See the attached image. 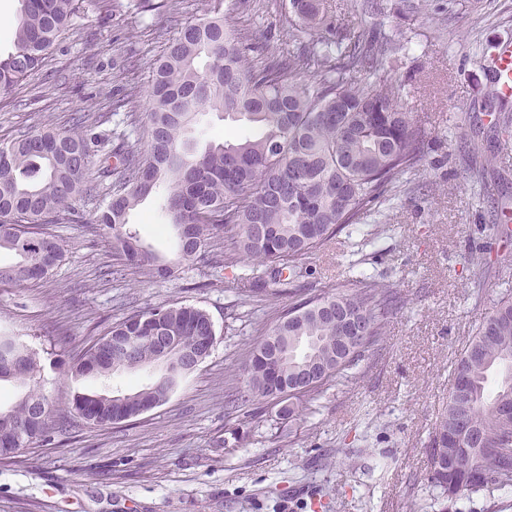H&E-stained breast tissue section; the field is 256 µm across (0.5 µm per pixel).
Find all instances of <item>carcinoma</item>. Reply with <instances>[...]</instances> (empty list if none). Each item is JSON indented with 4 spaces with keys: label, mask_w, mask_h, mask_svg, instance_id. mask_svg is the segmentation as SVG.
<instances>
[{
    "label": "carcinoma",
    "mask_w": 512,
    "mask_h": 512,
    "mask_svg": "<svg viewBox=\"0 0 512 512\" xmlns=\"http://www.w3.org/2000/svg\"><path fill=\"white\" fill-rule=\"evenodd\" d=\"M14 52L0 57V93L20 86L41 68L80 14L79 0H19ZM325 0H288L309 40L288 55H274L237 36L213 17L188 24L156 62L149 91L147 144L137 130L112 139L118 165L91 171L83 131L87 116L62 131L23 133L0 143V250L16 261L0 264V283L46 278L59 265L60 244L42 228L80 221L112 234V253L155 277L172 268L158 263L129 227L130 213L151 196L161 200L176 233L181 260L207 258L222 230L234 231L225 267L251 272L255 291L288 295V309L266 337L248 350L245 389L229 404L252 421L257 397L283 392L278 380L297 381L309 368L331 371L313 386L288 388L289 398L318 396L380 346L389 319L401 307L397 287L369 276L336 283V292L296 284L297 260L338 234L380 213L396 197L400 179L421 176L431 129L424 115L401 104L387 87L396 47L334 27ZM208 64L201 71L200 57ZM202 112H220L256 128L201 153L188 133ZM89 200L80 214L75 203ZM210 314L195 306L138 310L93 341L71 366L76 379L159 369L149 384L126 393L76 392L71 411L103 427L141 415L148 401L162 404L211 351ZM175 343L170 366L156 358L160 341ZM42 358L10 332H0V382L19 389L0 408V458L44 440L48 398L41 390ZM512 290L498 294L476 326L454 368L448 400L425 448L427 482L435 499L512 488Z\"/></svg>",
    "instance_id": "cac0c4a2"
}]
</instances>
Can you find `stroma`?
<instances>
[{
	"label": "stroma",
	"instance_id": "stroma-1",
	"mask_svg": "<svg viewBox=\"0 0 512 512\" xmlns=\"http://www.w3.org/2000/svg\"><path fill=\"white\" fill-rule=\"evenodd\" d=\"M84 0L77 29L51 51L44 66L11 92L0 93V140L21 132L64 130L73 113L108 131L125 120L147 126L152 63L182 26L205 15L233 16L236 27L271 53L287 50L288 0ZM401 0H326L329 19L347 30L400 44L392 78L405 82L413 111L434 131L422 161L424 194L401 180V193L383 211L387 234L368 245L367 228L352 227L302 264L305 286L332 289L357 269L395 284L404 304L384 342L354 377L328 383L314 400L300 398L293 414L273 397L253 407L259 428L241 424L227 400L244 387L247 348L275 324L283 303L246 302L252 286L224 265L230 234L213 238L210 263L176 261L175 232L158 198L129 217L142 243L173 262L170 277L134 269L107 275L112 235L92 224H51L63 249L48 277L0 284V329L33 348L60 337L44 357V391L53 408L74 391L131 392L145 372L74 381L72 357L113 323L164 304L195 305L210 314L216 344L163 405L105 427L76 421L67 433L0 459V512H307L304 492L328 500L326 512H512V492H480L435 504L426 483L424 448L448 396L455 363L499 291L512 288V264L491 258L483 285L471 279L469 255L504 249L484 229L498 223V206L512 208V146L497 142L485 111L512 113V101H487L480 60L490 45L512 38V0H419L398 14ZM133 96L132 113L113 111ZM243 121L200 115L192 137L205 149L221 137L250 135ZM494 154L495 167L476 165L475 151ZM496 180L498 204L479 203L482 180Z\"/></svg>",
	"mask_w": 512,
	"mask_h": 512
}]
</instances>
